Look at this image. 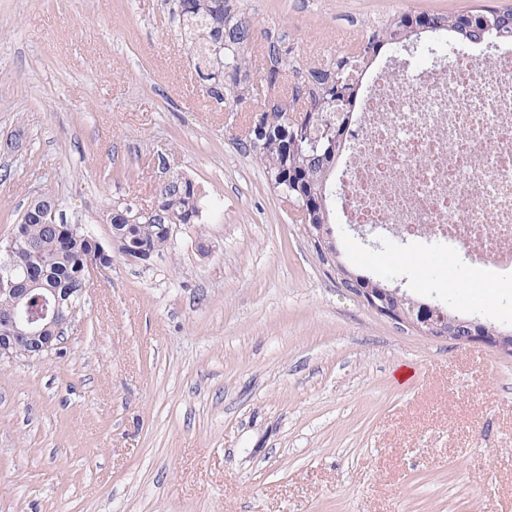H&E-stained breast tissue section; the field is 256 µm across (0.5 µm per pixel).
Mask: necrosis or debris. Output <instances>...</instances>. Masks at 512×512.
Here are the masks:
<instances>
[{
	"mask_svg": "<svg viewBox=\"0 0 512 512\" xmlns=\"http://www.w3.org/2000/svg\"><path fill=\"white\" fill-rule=\"evenodd\" d=\"M349 221L512 266V55L380 72L350 133Z\"/></svg>",
	"mask_w": 512,
	"mask_h": 512,
	"instance_id": "4bbe7bcc",
	"label": "necrosis or debris"
}]
</instances>
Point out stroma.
<instances>
[{"label": "stroma", "instance_id": "obj_1", "mask_svg": "<svg viewBox=\"0 0 512 512\" xmlns=\"http://www.w3.org/2000/svg\"><path fill=\"white\" fill-rule=\"evenodd\" d=\"M483 2L237 6L319 64L388 16ZM247 119L204 93L171 0H0V238L51 190L109 243L101 211L151 205L161 155L208 203L149 266L114 258L42 358L0 360V512H512V354L346 293L241 149ZM334 220L342 266L512 333V270L489 288L462 247Z\"/></svg>", "mask_w": 512, "mask_h": 512}]
</instances>
